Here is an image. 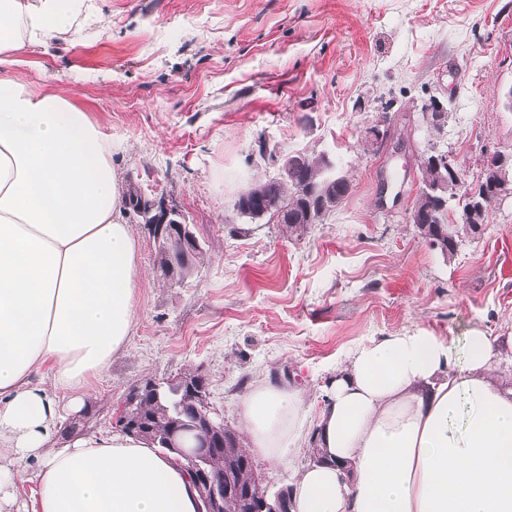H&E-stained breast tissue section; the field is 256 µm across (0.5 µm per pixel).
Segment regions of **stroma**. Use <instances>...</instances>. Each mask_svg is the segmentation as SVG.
Wrapping results in <instances>:
<instances>
[{"label":"stroma","mask_w":512,"mask_h":512,"mask_svg":"<svg viewBox=\"0 0 512 512\" xmlns=\"http://www.w3.org/2000/svg\"><path fill=\"white\" fill-rule=\"evenodd\" d=\"M78 22L74 40L0 63V79L68 97L111 142L120 187L172 201L201 245L172 284L132 224L134 324L85 393L86 435L116 431L135 385L195 369L231 429L267 381L305 389L313 420L350 348L416 327L460 348L496 338L493 374L512 386V197L451 256L408 220L429 144L468 183L512 151V0H86ZM433 96L448 109L437 133ZM383 118L401 152L365 147ZM263 145L337 163L342 206L299 236L240 217L237 195L278 174ZM385 177L400 203L381 204Z\"/></svg>","instance_id":"35a3bbf8"}]
</instances>
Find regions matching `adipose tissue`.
<instances>
[{"mask_svg":"<svg viewBox=\"0 0 512 512\" xmlns=\"http://www.w3.org/2000/svg\"><path fill=\"white\" fill-rule=\"evenodd\" d=\"M81 0H0V57L76 35ZM112 146L58 94L0 80V512L11 466L33 460L26 512H197L186 473L116 433L48 441L59 406L123 351L139 288ZM493 338L414 328L351 350L316 421L304 390L266 382L243 402L245 446L273 460L314 437L325 463L295 512H512V391Z\"/></svg>","mask_w":512,"mask_h":512,"instance_id":"1","label":"adipose tissue"}]
</instances>
